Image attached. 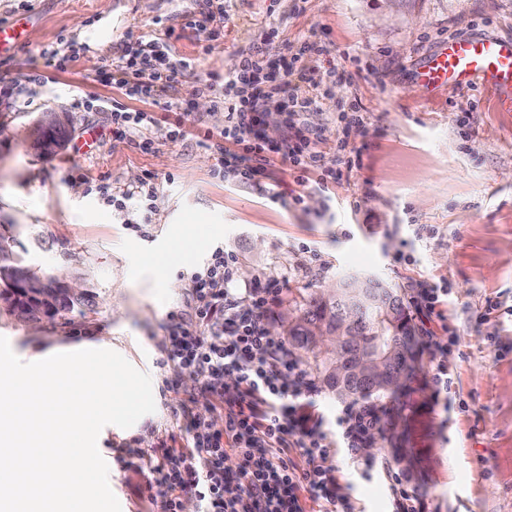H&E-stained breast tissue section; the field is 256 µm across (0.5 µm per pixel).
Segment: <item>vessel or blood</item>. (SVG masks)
I'll list each match as a JSON object with an SVG mask.
<instances>
[{"instance_id": "vessel-or-blood-1", "label": "vessel or blood", "mask_w": 512, "mask_h": 512, "mask_svg": "<svg viewBox=\"0 0 512 512\" xmlns=\"http://www.w3.org/2000/svg\"><path fill=\"white\" fill-rule=\"evenodd\" d=\"M29 33V22L15 18L0 23V59L26 45ZM418 77L435 92L482 84L502 111H511L512 38L448 41L426 61Z\"/></svg>"}]
</instances>
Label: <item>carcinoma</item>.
<instances>
[{
    "mask_svg": "<svg viewBox=\"0 0 512 512\" xmlns=\"http://www.w3.org/2000/svg\"><path fill=\"white\" fill-rule=\"evenodd\" d=\"M58 128L41 131L35 142L43 148L63 141L66 127L71 121L69 113L61 115ZM353 276H344L336 291H312L294 301L288 315L280 320L278 335L288 340V354L308 365L320 388L341 400L372 402L381 398L394 400L401 388L388 382L375 384L353 375L336 364L313 337L307 335L305 324L320 323L326 331L337 336H352L363 346L381 345L390 354L387 369L390 373H403L410 380L420 365L416 329L401 293L381 281H376L374 292L389 300V311H375V307L361 306L351 295L349 282ZM50 280V276L37 270L26 253L16 250L13 236L0 232V300L8 304L10 313L24 305L32 313L49 318L61 317L76 308L89 311L96 307V295L86 291L77 297H58L35 292L33 287Z\"/></svg>",
    "mask_w": 512,
    "mask_h": 512,
    "instance_id": "cac0c4a2",
    "label": "carcinoma"
}]
</instances>
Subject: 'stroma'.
Segmentation results:
<instances>
[{
	"label": "stroma",
	"mask_w": 512,
	"mask_h": 512,
	"mask_svg": "<svg viewBox=\"0 0 512 512\" xmlns=\"http://www.w3.org/2000/svg\"><path fill=\"white\" fill-rule=\"evenodd\" d=\"M199 0H0V21L36 17L30 44L0 62V224L11 227L31 262L65 269L97 295L95 311L27 325L0 301V336L13 351H42L96 340L123 346L152 380L156 410L137 432L102 442L112 491L121 512H154L145 476L127 449L150 453L160 440L186 444L179 410L212 397L190 374L162 367L170 319L192 314L191 270L218 245L241 257L238 287L258 275L282 284L274 312L294 296L329 288L349 273L384 279L410 296L420 283L448 290L446 324L413 323L447 351L423 350L421 369L401 398L393 439L359 458L392 463V446L408 449L410 469L399 475L425 503V512H512V111H500L481 87L432 95L420 89L423 61L451 38L512 36V0H224L226 19L210 31L191 28ZM105 23L108 36L90 45L84 30ZM172 47L188 66L179 95L188 115L185 137L172 141L174 113L126 97L102 73L138 42ZM324 47L335 75L315 69L318 104L305 121L324 129L316 149L336 157L339 141L361 152V167L324 180L321 171L297 185L281 160L260 185L233 174L216 177L220 162L198 144L224 128L223 88L195 96L197 83L231 71L241 52L268 45L270 58L303 43ZM67 56L66 69L45 55ZM42 83L28 81L32 72ZM101 99L85 112L74 101ZM148 112L142 135L152 151H134L112 132L111 100ZM359 110L358 131L341 114ZM70 113L71 135L61 150L32 147L43 112ZM109 178L127 188L152 181L150 217L113 209L94 190ZM302 203H295V195ZM178 260L165 264L177 288H159L155 273L127 283L132 263L173 242ZM317 262L305 265L299 245ZM501 310L486 314L488 301ZM448 365L447 400L434 399L432 370ZM178 390H170L171 377ZM330 466L357 512H396L385 476H357L345 452Z\"/></svg>",
	"instance_id": "35a3bbf8"
}]
</instances>
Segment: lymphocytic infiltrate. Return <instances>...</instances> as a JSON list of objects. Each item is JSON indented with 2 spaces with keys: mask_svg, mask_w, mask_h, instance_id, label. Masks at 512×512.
Listing matches in <instances>:
<instances>
[{
  "mask_svg": "<svg viewBox=\"0 0 512 512\" xmlns=\"http://www.w3.org/2000/svg\"><path fill=\"white\" fill-rule=\"evenodd\" d=\"M322 46L304 45L292 55L281 73L258 81L264 66L260 53L240 55L232 72L222 77L225 86L224 128L200 139L201 147L219 156L246 182H259L273 157L287 162L293 179L305 184L309 171L326 167L324 156L313 151L324 131L291 129L289 136L273 144L259 131L260 109L266 101L287 99L292 115L310 111L317 103L309 72L323 56ZM141 66L129 95L152 98L163 110L177 109L175 100L182 68L169 63V48L159 42L140 44L136 51ZM167 60L156 68L157 60ZM150 113L129 111L113 102L112 124L130 148L148 152L151 144L139 130ZM235 251L215 248L193 273L195 320L167 327L166 360L174 373L196 376L216 400L222 427L208 419L188 416L190 447L160 444L149 462L145 489L160 512H181L182 497H196L200 512H306L307 503L324 512H355L342 493L328 459L336 449L355 454L379 428L374 407L353 403L336 416L335 430L325 429L312 411L310 397L316 388L311 373L297 370L284 341L268 327L271 306L280 290L274 278L259 280L245 290L235 286L238 271ZM299 387H291V378ZM299 449L294 461L291 449ZM236 456L237 467L226 466Z\"/></svg>",
  "mask_w": 512,
  "mask_h": 512,
  "instance_id": "lymphocytic-infiltrate-1",
  "label": "lymphocytic infiltrate"
}]
</instances>
